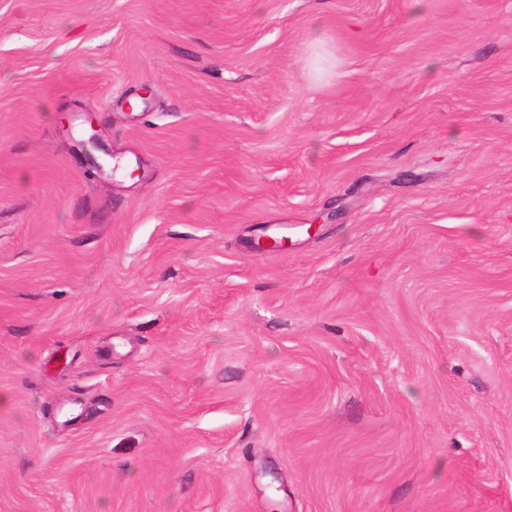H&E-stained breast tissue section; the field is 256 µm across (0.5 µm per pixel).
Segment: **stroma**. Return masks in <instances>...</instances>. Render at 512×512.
Masks as SVG:
<instances>
[{
	"mask_svg": "<svg viewBox=\"0 0 512 512\" xmlns=\"http://www.w3.org/2000/svg\"><path fill=\"white\" fill-rule=\"evenodd\" d=\"M0 512H512V0H0ZM85 136L86 140H82L80 142L83 150H84V159L88 166V171L90 174H94L95 171L100 170L101 165L98 163L97 159L86 149L87 145H91L93 148L97 150H103L106 152L105 148L100 144L99 138L97 135V130L95 126V119L92 113H87L85 116Z\"/></svg>",
	"mask_w": 512,
	"mask_h": 512,
	"instance_id": "stroma-1",
	"label": "stroma"
}]
</instances>
